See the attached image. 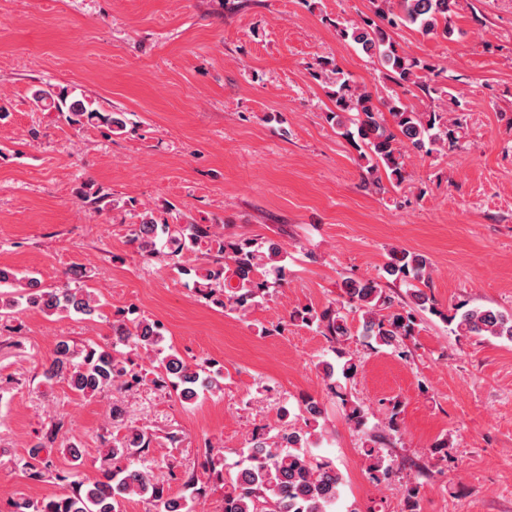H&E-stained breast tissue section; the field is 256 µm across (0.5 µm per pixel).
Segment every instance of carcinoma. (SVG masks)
I'll use <instances>...</instances> for the list:
<instances>
[{
  "label": "carcinoma",
  "instance_id": "carcinoma-1",
  "mask_svg": "<svg viewBox=\"0 0 512 512\" xmlns=\"http://www.w3.org/2000/svg\"><path fill=\"white\" fill-rule=\"evenodd\" d=\"M372 3L374 16L364 18L361 25L339 27L338 34L377 58L383 78L402 93L415 88L429 98L441 96V88L428 77L434 72L433 66L400 52L387 28L402 25L424 36L440 35L450 40L454 29L449 26V19L458 0ZM313 76L325 78L327 95L335 104V109L326 113V120L336 125L342 137L363 150L362 158L368 161L370 170L384 168L391 181L403 180L410 155L429 153L438 143H457L460 117L447 119L435 110L418 112L397 93L380 97L357 86L327 58L318 62ZM31 102L37 109L59 113L69 126L78 129L102 125L113 132H123L128 124L126 113L102 111L94 107V102L59 84L38 87ZM129 237L145 260L171 264L192 282L196 293L217 307L228 306L245 313L268 296L269 273L276 274V282L285 281L286 255L280 244L246 237L229 239L217 235L211 224L160 222L151 209L145 208L139 214V222L131 225ZM193 253L201 254L206 263H188L186 257ZM385 272L412 287L411 297L417 307L436 311L435 307L427 306L429 297L422 290L432 272L427 256L393 248ZM2 286L5 290H0V318L14 314L23 305L47 314L65 312L92 317L98 313L94 295L67 282L48 288L35 276L20 277L8 267H0ZM348 306L361 311V335L400 355L404 353L405 341L416 333L417 319L405 307H395L392 296L376 281L360 278L343 280L340 300L320 310L305 305L289 315L291 322L316 326L321 335L335 344L336 363L320 362L326 390L340 400L348 424L361 432L365 425L364 409L347 394V383L358 374L359 364L341 349L351 336L344 313ZM446 319L464 335L512 340L511 313L487 307L469 308L461 303L448 312ZM162 341L159 322L137 315L133 308L120 311L112 321V342L77 349L61 341L43 376L66 382L82 397L114 389L131 392L150 385L160 391L172 389L179 392L182 400L192 401L201 394L221 390L218 376L211 373L209 359L189 363L168 354L147 370L132 358L139 350L156 348ZM322 415L321 402L312 396L304 397L297 416L302 426L293 423L273 432L265 428L253 431L245 464L233 474L220 468L221 458L207 452L202 468L208 473V481L202 482L197 474L186 471L181 481L190 494L173 497L153 474L124 463L131 456L147 453L153 435L126 427L123 408L115 402L110 411L115 434L103 443L112 459V468L93 482H70L66 493L35 502L23 499L15 503V512H119V500L132 494L150 499L156 512H195L212 484L224 485V512H329L339 496L343 478L331 461L314 456L308 449L312 436L308 428L318 425ZM56 437L57 431L50 429L32 446L28 457L12 460L13 466L23 470L29 479L43 481L53 470L51 462L42 459L40 453ZM385 441L386 435L371 434L363 443L367 470L376 483L390 478L394 471L393 460L385 454Z\"/></svg>",
  "mask_w": 512,
  "mask_h": 512
}]
</instances>
